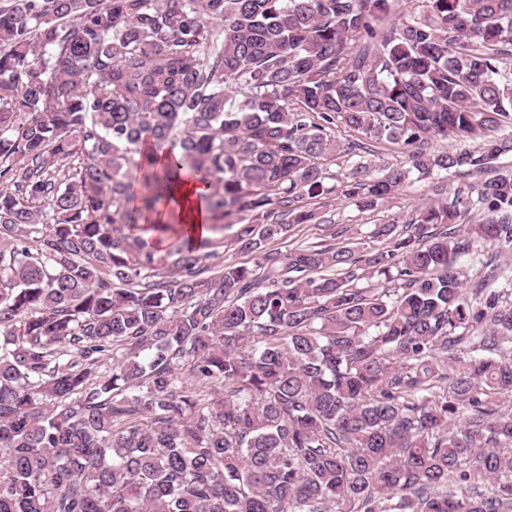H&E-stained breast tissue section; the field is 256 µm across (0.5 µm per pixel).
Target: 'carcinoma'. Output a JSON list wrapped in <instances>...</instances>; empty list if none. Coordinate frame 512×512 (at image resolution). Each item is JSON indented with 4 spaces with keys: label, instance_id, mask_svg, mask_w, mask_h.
Segmentation results:
<instances>
[{
    "label": "carcinoma",
    "instance_id": "obj_1",
    "mask_svg": "<svg viewBox=\"0 0 512 512\" xmlns=\"http://www.w3.org/2000/svg\"><path fill=\"white\" fill-rule=\"evenodd\" d=\"M396 2L0 0V512H512V0ZM339 126L430 198L271 248ZM373 148L376 153L375 155H367L368 162L373 165L386 164V163H401L406 161L407 156L402 153V149L394 144L383 142L381 144H375ZM173 194L179 204L178 216L181 223L186 224V234L190 240L208 236L207 213L202 196L205 190L193 179L186 176L180 181Z\"/></svg>",
    "mask_w": 512,
    "mask_h": 512
}]
</instances>
